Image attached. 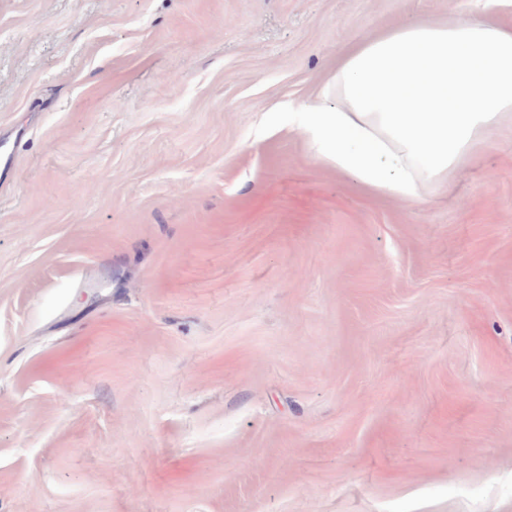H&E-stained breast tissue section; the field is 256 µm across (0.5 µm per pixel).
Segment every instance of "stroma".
<instances>
[{
	"mask_svg": "<svg viewBox=\"0 0 512 512\" xmlns=\"http://www.w3.org/2000/svg\"><path fill=\"white\" fill-rule=\"evenodd\" d=\"M484 3L0 0V512H512V128L417 205L288 127Z\"/></svg>",
	"mask_w": 512,
	"mask_h": 512,
	"instance_id": "35a3bbf8",
	"label": "stroma"
}]
</instances>
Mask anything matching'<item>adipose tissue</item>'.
<instances>
[{"mask_svg":"<svg viewBox=\"0 0 512 512\" xmlns=\"http://www.w3.org/2000/svg\"><path fill=\"white\" fill-rule=\"evenodd\" d=\"M288 120L321 164L423 203L512 124V29L487 11L379 31L345 48Z\"/></svg>","mask_w":512,"mask_h":512,"instance_id":"adipose-tissue-1","label":"adipose tissue"}]
</instances>
